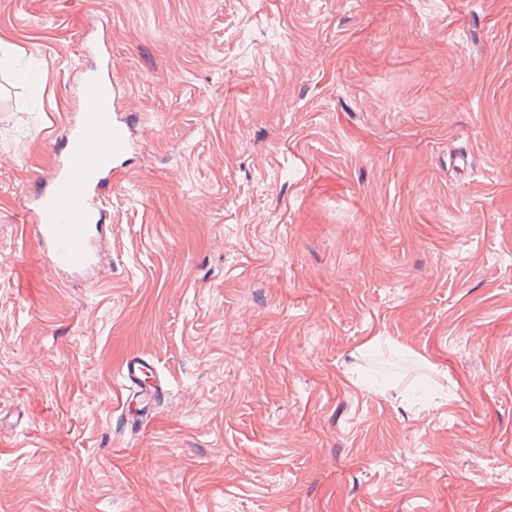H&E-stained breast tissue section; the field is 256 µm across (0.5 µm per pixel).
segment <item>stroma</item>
Wrapping results in <instances>:
<instances>
[{
    "label": "stroma",
    "instance_id": "obj_1",
    "mask_svg": "<svg viewBox=\"0 0 512 512\" xmlns=\"http://www.w3.org/2000/svg\"><path fill=\"white\" fill-rule=\"evenodd\" d=\"M102 43L88 281L25 213ZM0 48V512H512V0H0ZM148 374L152 375V384L148 391L142 393L143 398L150 400L164 394L165 382L157 375L153 365L142 357H130L123 363L121 377L124 389L131 391L132 388H139L144 382L143 376L148 378Z\"/></svg>",
    "mask_w": 512,
    "mask_h": 512
}]
</instances>
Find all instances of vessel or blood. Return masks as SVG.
I'll list each match as a JSON object with an SVG mask.
<instances>
[{
  "instance_id": "1",
  "label": "vessel or blood",
  "mask_w": 512,
  "mask_h": 512,
  "mask_svg": "<svg viewBox=\"0 0 512 512\" xmlns=\"http://www.w3.org/2000/svg\"><path fill=\"white\" fill-rule=\"evenodd\" d=\"M108 74L86 77L80 96L88 107L67 136L59 166L48 186L33 196L30 221L44 258L56 269L91 276L100 262V243L107 229L101 196L125 162L132 144L130 116L116 112V94ZM141 357L122 365L124 389L139 387L144 376L152 384L143 394L150 400L165 392L164 381Z\"/></svg>"
}]
</instances>
